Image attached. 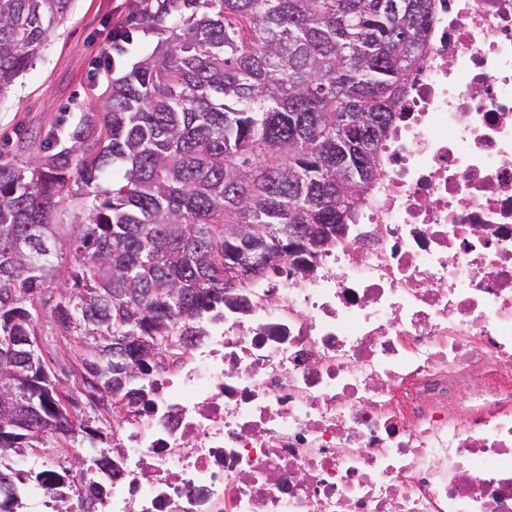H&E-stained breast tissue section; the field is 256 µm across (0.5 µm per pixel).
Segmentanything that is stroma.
Wrapping results in <instances>:
<instances>
[{"label": "stroma", "instance_id": "stroma-1", "mask_svg": "<svg viewBox=\"0 0 512 512\" xmlns=\"http://www.w3.org/2000/svg\"><path fill=\"white\" fill-rule=\"evenodd\" d=\"M131 2L71 0L65 18L50 31L33 65L0 98V163L27 169L48 134L66 136L89 104L104 93L108 74L101 62L112 51L113 27L133 28ZM57 296V289L50 288L42 300L40 354L51 369H66L75 412L88 417L93 413L90 389L80 376L69 374L70 363L53 339L55 326L48 314Z\"/></svg>", "mask_w": 512, "mask_h": 512}]
</instances>
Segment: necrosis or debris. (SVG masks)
I'll list each match as a JSON object with an SVG mask.
<instances>
[{
  "label": "necrosis or debris",
  "mask_w": 512,
  "mask_h": 512,
  "mask_svg": "<svg viewBox=\"0 0 512 512\" xmlns=\"http://www.w3.org/2000/svg\"><path fill=\"white\" fill-rule=\"evenodd\" d=\"M344 240L232 294L88 512H512V0H447Z\"/></svg>",
  "instance_id": "obj_1"
}]
</instances>
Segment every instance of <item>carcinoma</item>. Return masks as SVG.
<instances>
[{"mask_svg": "<svg viewBox=\"0 0 512 512\" xmlns=\"http://www.w3.org/2000/svg\"><path fill=\"white\" fill-rule=\"evenodd\" d=\"M70 0H0V94ZM439 0H134L148 57L89 105L74 145L50 136L30 174L0 165V460L76 439L112 476L104 428L75 423L38 353V300L68 250L50 318L97 409L146 403L158 364L224 317L226 224H350L429 46ZM361 145L348 177L336 145ZM74 214L76 223L61 217ZM138 364V375L125 366ZM22 487L0 469V512Z\"/></svg>", "mask_w": 512, "mask_h": 512, "instance_id": "obj_1", "label": "carcinoma"}]
</instances>
